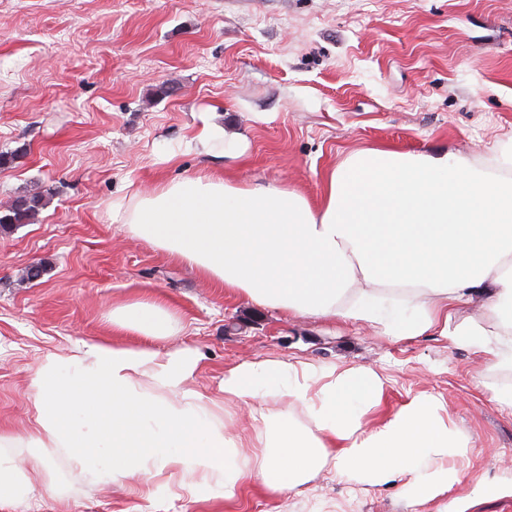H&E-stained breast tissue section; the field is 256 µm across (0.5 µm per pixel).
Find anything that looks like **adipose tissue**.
Here are the masks:
<instances>
[{
  "label": "adipose tissue",
  "mask_w": 512,
  "mask_h": 512,
  "mask_svg": "<svg viewBox=\"0 0 512 512\" xmlns=\"http://www.w3.org/2000/svg\"><path fill=\"white\" fill-rule=\"evenodd\" d=\"M195 140L232 157L246 143L208 118ZM112 218L255 307L369 323L398 341L437 335L512 371V138L479 165L454 151L357 152L316 206L272 183L200 175L115 203ZM478 296L485 304L456 321ZM108 320L142 341H85L46 358L33 381L40 456L65 448L103 480L165 474L225 497L247 480L292 491L328 467L357 485L399 482L411 508L465 476L434 397L363 427L383 394L373 369L257 358L225 369L217 403L189 384L193 351L152 348L177 333L162 294L116 302ZM249 401L250 424L227 433L234 405Z\"/></svg>",
  "instance_id": "obj_1"
}]
</instances>
